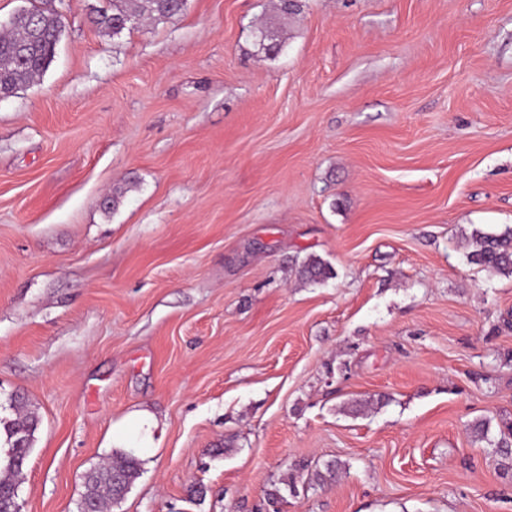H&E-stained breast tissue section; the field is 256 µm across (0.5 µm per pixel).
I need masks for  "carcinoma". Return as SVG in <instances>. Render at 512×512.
Returning <instances> with one entry per match:
<instances>
[{
  "instance_id": "1",
  "label": "carcinoma",
  "mask_w": 512,
  "mask_h": 512,
  "mask_svg": "<svg viewBox=\"0 0 512 512\" xmlns=\"http://www.w3.org/2000/svg\"><path fill=\"white\" fill-rule=\"evenodd\" d=\"M187 0H111L109 7L95 10L94 23L103 33L114 37L133 24L150 21L166 23L180 15ZM62 31L59 16L37 8L22 9L13 16L10 31L0 36V94L11 97L20 87L42 75L55 56ZM471 263L504 276L512 277V228L499 234L476 235V248L469 253ZM299 276L309 282H321L330 277V270L320 259L311 257L303 262ZM38 416L26 412L3 422L8 445L0 463V512H8L18 493L26 458L33 447ZM504 458L512 457V426L500 432L499 439L489 441ZM142 467L133 452H112L109 461L89 470L85 475V492L78 508L87 504L95 512H104L106 502L119 503Z\"/></svg>"
}]
</instances>
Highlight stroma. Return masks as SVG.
Returning a JSON list of instances; mask_svg holds the SVG:
<instances>
[{"instance_id":"1","label":"stroma","mask_w":512,"mask_h":512,"mask_svg":"<svg viewBox=\"0 0 512 512\" xmlns=\"http://www.w3.org/2000/svg\"><path fill=\"white\" fill-rule=\"evenodd\" d=\"M108 4L0 0L65 22L0 100L22 512H77L120 449L112 512H512L470 431L512 423V278L468 258L512 227V0H187L118 37ZM142 461L132 452L113 451L109 461L90 469L85 475V492L78 503V512L84 504L94 512H103L107 501L119 503L133 482L139 477Z\"/></svg>"}]
</instances>
